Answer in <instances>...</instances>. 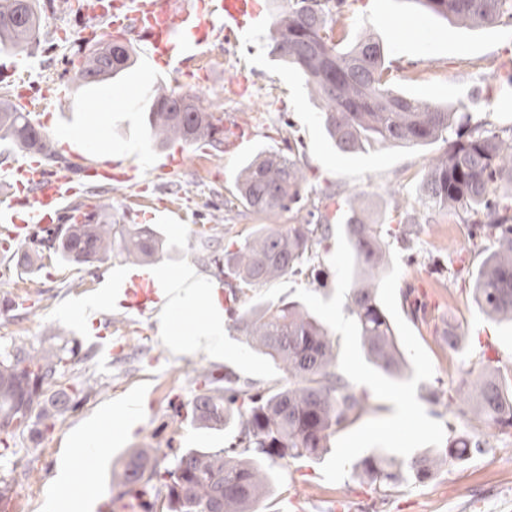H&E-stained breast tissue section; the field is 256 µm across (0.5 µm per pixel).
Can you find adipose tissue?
<instances>
[{"instance_id": "1", "label": "adipose tissue", "mask_w": 512, "mask_h": 512, "mask_svg": "<svg viewBox=\"0 0 512 512\" xmlns=\"http://www.w3.org/2000/svg\"><path fill=\"white\" fill-rule=\"evenodd\" d=\"M160 285L163 328L176 352L187 353L204 346L215 357L224 355V310L220 287L198 278L193 266L170 271L154 269ZM141 407L122 401L104 410L93 422L92 432L76 431L70 438L68 458L56 483L65 498L91 502L96 486L87 472L93 461L107 455L115 440L140 420Z\"/></svg>"}]
</instances>
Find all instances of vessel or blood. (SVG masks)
Here are the masks:
<instances>
[{
    "label": "vessel or blood",
    "instance_id": "1",
    "mask_svg": "<svg viewBox=\"0 0 512 512\" xmlns=\"http://www.w3.org/2000/svg\"><path fill=\"white\" fill-rule=\"evenodd\" d=\"M86 15L90 27L79 32V39L91 38L94 22L104 21L118 27L137 42L147 60L168 67L177 63L186 68L200 50L220 35L237 37L242 31L257 27L264 20L259 0H137L135 6H112L110 0H88ZM137 79L106 86L103 98L111 102H131L140 95ZM98 147L80 143L70 151L64 167L51 168L41 154H32L28 164L12 174V184L5 190L9 199L0 207V235L13 241L29 237V227H50L60 223L62 204L75 193L77 182L91 176L125 183L133 179V165H121L120 175L102 168ZM128 309L139 312L156 310L160 299L155 282L149 275H135L118 282Z\"/></svg>",
    "mask_w": 512,
    "mask_h": 512
}]
</instances>
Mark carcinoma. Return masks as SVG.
Instances as JSON below:
<instances>
[{"label":"carcinoma","mask_w":512,"mask_h":512,"mask_svg":"<svg viewBox=\"0 0 512 512\" xmlns=\"http://www.w3.org/2000/svg\"><path fill=\"white\" fill-rule=\"evenodd\" d=\"M426 11L467 27L494 28L512 23V0H414ZM346 0H286V9L270 31L271 54L302 75L319 94L320 119L336 149L357 153L386 146H419L448 140L444 153L421 181L416 201L435 212L464 211L469 239L493 244L473 273V300L491 319L512 323V202L499 195L502 181L512 183V128L504 136L494 130L459 133L462 116L432 106L393 87L392 63L378 41L367 33L336 30ZM39 30L35 0H0V44L20 46ZM131 64L130 52L108 54L95 49L81 72L86 85L112 77ZM148 123L160 141L186 144L213 141L224 133L221 120L196 97L171 92L155 97ZM0 140L23 151L48 148L45 134L32 124L29 113L0 103ZM306 182L300 158L261 151L250 159L236 182L244 205L259 214L276 216L302 201ZM72 213L62 223L41 229L40 243L63 262L73 253L88 252V262L116 253L126 263H142L165 251V240L149 224L100 223L96 213L78 223ZM297 224H269L241 243L224 247L208 238L201 242L208 259L235 301L273 279L300 275L317 246L328 237L325 216L308 212ZM344 233L354 256V276L347 308L359 326L360 347L385 374L401 376L407 363L399 347L391 315L379 297V275L389 264L390 246L407 247L409 230L399 223L376 224L353 206ZM229 316L242 342L265 356L288 383L252 391L219 387L207 370L200 376L210 385L190 403V424L224 430L232 440L224 448H187L170 467L160 468L157 449L137 448L113 472L125 494L139 499L140 486L160 485L146 512H256L272 484V468L280 460H318L331 448L336 434L367 411V396L356 393L334 369L335 354L329 329L301 301L290 298L258 301L232 307ZM70 349L62 345L30 351L15 345L0 354V425L49 430L57 415L73 402L65 391L54 390L56 377ZM460 380L433 395L430 403L470 411L468 430L451 431L448 444L422 451L407 460L375 449L353 465L362 482L388 496L410 482L423 483L444 463L464 460L483 449L481 436L489 430L512 429V366L481 357Z\"/></svg>","instance_id":"carcinoma-1"}]
</instances>
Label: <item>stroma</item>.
<instances>
[{"mask_svg": "<svg viewBox=\"0 0 512 512\" xmlns=\"http://www.w3.org/2000/svg\"><path fill=\"white\" fill-rule=\"evenodd\" d=\"M38 16L36 40L22 48L0 46V99L10 98L6 86L23 83L35 91L40 106L30 118L44 131L95 123L101 113L100 87L73 80L84 54L83 43L72 37L85 20L82 0H69L65 9L39 5ZM420 16L425 19L426 39L398 40L394 21ZM337 26L353 33L370 30L396 68L397 88L433 106L458 108L465 129L512 127V99H498L491 76L498 64L512 61V24L466 28L424 13L416 0H347ZM269 44L268 27L255 28L200 55L187 76L146 70L144 61L132 56L130 68L139 72L143 93L110 114L112 158L125 159L129 146L137 145L151 156L181 154L182 163L170 171L143 170L133 184L89 186L70 197L68 207L95 208L108 220L124 224L152 225L168 241L159 265L175 269L190 263L212 281L216 270L201 260V238L241 242L266 222L265 216L232 198L246 161L260 151L284 152L289 143H298L307 176L303 198L318 203L331 226H338L352 202L383 223L398 220V203L413 204V235L408 249L400 253L397 290L410 292L419 308L420 319L411 328L434 365L432 378L419 383L418 396L460 380L485 343H493L499 357L512 362V324L488 320L471 299V273L482 255L454 232L463 213L441 216L413 201L431 160L446 152L447 143L387 147L366 154L339 152L320 121L319 99L301 76L273 61ZM158 89L198 97L215 116L228 120L225 137H232V127L238 124L250 129L249 141L234 152L180 141L159 144L146 120ZM60 92L69 98L63 112L51 107ZM170 202L180 206L174 230L165 222ZM30 232L31 239L20 243L0 236V348L13 343L30 350L68 344L73 353L59 385L68 394L79 395L80 402L58 415L54 429L40 436L0 427V438L9 443L8 448L0 447V477L10 487L0 512H46L57 493L54 476L71 431L112 401L136 394L145 407L132 434L94 462L91 473L102 505L122 493L112 469L134 449H159V464L166 467L184 449L220 448L227 442L224 432L195 428L182 417L204 388L198 368L207 367L218 378L233 373L239 382L256 388L281 379V372L247 348L230 328L224 331L223 359H214L204 349L189 357L175 355L159 333L162 314L157 310L108 309L100 313L95 333H88L77 304L109 280L112 271L123 268L122 258L91 266L65 264L41 256L36 240L40 229L34 226ZM20 249L35 255L34 265L17 259ZM335 249L332 235L317 249L314 264L323 272L321 281L285 276L250 292V301L290 296L299 287L330 299L336 289L329 262ZM453 327L466 339L459 354L443 341ZM88 379L95 381V390L80 396ZM321 467L318 461L293 460L275 466L274 490L259 504V512H512V445L496 436L488 437L483 452L446 464L432 479L385 499L352 473L342 482H327Z\"/></svg>", "mask_w": 512, "mask_h": 512, "instance_id": "35a3bbf8", "label": "stroma"}]
</instances>
